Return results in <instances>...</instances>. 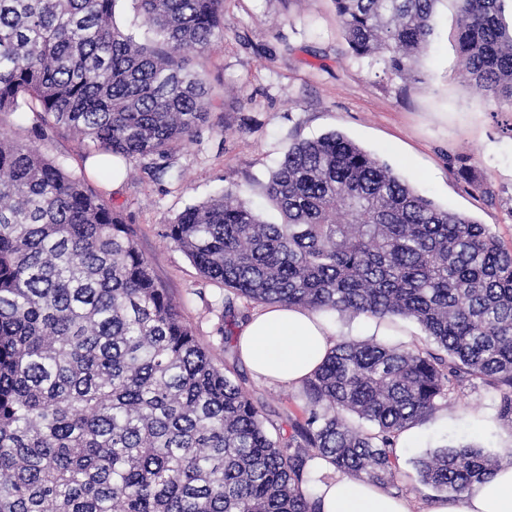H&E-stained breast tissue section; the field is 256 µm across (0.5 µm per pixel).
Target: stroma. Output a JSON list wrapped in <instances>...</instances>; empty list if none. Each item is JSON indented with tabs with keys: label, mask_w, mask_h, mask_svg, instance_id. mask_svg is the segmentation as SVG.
<instances>
[{
	"label": "stroma",
	"mask_w": 512,
	"mask_h": 512,
	"mask_svg": "<svg viewBox=\"0 0 512 512\" xmlns=\"http://www.w3.org/2000/svg\"><path fill=\"white\" fill-rule=\"evenodd\" d=\"M458 16L457 0H438L419 77L405 80L350 53L333 0H224L223 36L192 63L214 106L200 137L173 156L180 180L156 183L137 172L119 188H103L135 228L139 248L154 258L158 277L214 362L230 367L263 405L270 432L288 433V417L302 405L299 387L258 379L242 359L225 353L228 292L200 275L167 237L166 226L186 206L228 187L238 188L262 220L280 223L264 191L271 172L295 141L336 131L438 206L488 225L512 246V107L484 98L465 80ZM47 134L42 149L84 172L87 144L62 128ZM461 155L469 156L494 198L471 192L450 168V159ZM324 319L338 340L377 336L398 345L425 339L409 319H396L378 335L369 317L328 313ZM499 400L497 391L479 384L453 392L417 424L415 439L400 456L393 493L423 512L435 492L419 481L415 462L437 448L474 445L503 461L512 449V423L500 417Z\"/></svg>",
	"instance_id": "obj_1"
}]
</instances>
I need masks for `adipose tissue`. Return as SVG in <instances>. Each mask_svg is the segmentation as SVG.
I'll use <instances>...</instances> for the list:
<instances>
[{
	"instance_id": "1",
	"label": "adipose tissue",
	"mask_w": 512,
	"mask_h": 512,
	"mask_svg": "<svg viewBox=\"0 0 512 512\" xmlns=\"http://www.w3.org/2000/svg\"><path fill=\"white\" fill-rule=\"evenodd\" d=\"M320 312L275 306L255 314L237 338L242 360L257 377L293 386L309 376L332 346ZM321 512H412L392 492L344 475L320 491ZM427 512H512V457L464 494L434 499Z\"/></svg>"
}]
</instances>
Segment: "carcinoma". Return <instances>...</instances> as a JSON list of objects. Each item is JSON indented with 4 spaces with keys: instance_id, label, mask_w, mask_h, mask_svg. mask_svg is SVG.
Wrapping results in <instances>:
<instances>
[{
    "instance_id": "1",
    "label": "carcinoma",
    "mask_w": 512,
    "mask_h": 512,
    "mask_svg": "<svg viewBox=\"0 0 512 512\" xmlns=\"http://www.w3.org/2000/svg\"><path fill=\"white\" fill-rule=\"evenodd\" d=\"M117 2L0 0V114L32 112L162 182L207 119L187 63L223 33L224 0H135L142 43L115 24ZM435 2L334 0L351 52L400 78L430 44ZM458 2L471 85L512 105L505 0ZM467 160L458 176L487 192ZM265 191L278 224L227 189L167 236L236 296L410 319L431 340L336 342L286 438L269 435L85 175L0 137V512H321L329 475L313 460L386 489L400 433L457 389H496L512 423L511 247L336 132L294 142ZM494 470L475 446L417 461L421 483L455 495Z\"/></svg>"
}]
</instances>
